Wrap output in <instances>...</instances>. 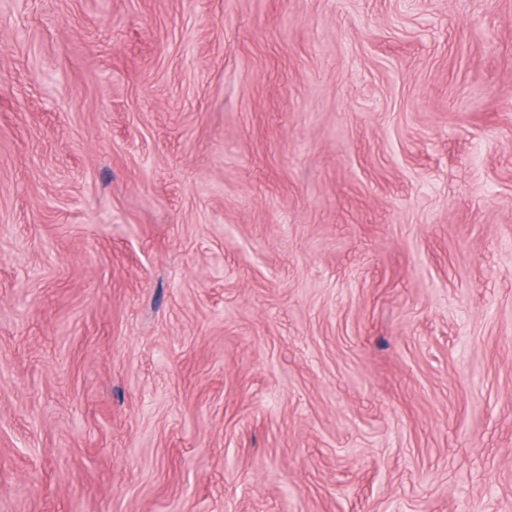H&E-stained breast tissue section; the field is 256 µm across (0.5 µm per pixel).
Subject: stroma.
<instances>
[{
  "mask_svg": "<svg viewBox=\"0 0 512 512\" xmlns=\"http://www.w3.org/2000/svg\"><path fill=\"white\" fill-rule=\"evenodd\" d=\"M0 512H512V0H0Z\"/></svg>",
  "mask_w": 512,
  "mask_h": 512,
  "instance_id": "35a3bbf8",
  "label": "stroma"
}]
</instances>
